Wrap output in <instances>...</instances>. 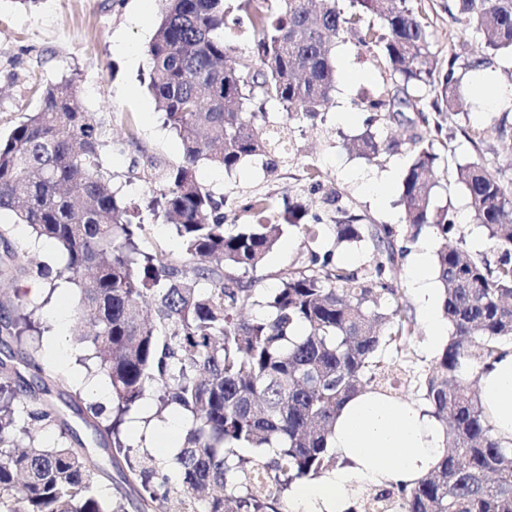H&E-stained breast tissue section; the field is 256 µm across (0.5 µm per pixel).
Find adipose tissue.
Returning a JSON list of instances; mask_svg holds the SVG:
<instances>
[{"label": "adipose tissue", "instance_id": "1", "mask_svg": "<svg viewBox=\"0 0 512 512\" xmlns=\"http://www.w3.org/2000/svg\"><path fill=\"white\" fill-rule=\"evenodd\" d=\"M412 282L427 308L429 340L441 344L444 327L432 299L429 248L420 245L409 264ZM479 400L495 434L512 445V348L489 366L473 368ZM446 437L429 406L377 392L349 398L336 415L329 447L339 462L325 476L293 487L292 512H350L352 483H413L445 452Z\"/></svg>", "mask_w": 512, "mask_h": 512}]
</instances>
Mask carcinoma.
Listing matches in <instances>:
<instances>
[{"instance_id": "cac0c4a2", "label": "carcinoma", "mask_w": 512, "mask_h": 512, "mask_svg": "<svg viewBox=\"0 0 512 512\" xmlns=\"http://www.w3.org/2000/svg\"><path fill=\"white\" fill-rule=\"evenodd\" d=\"M448 16L479 38L465 68L479 71L497 54L512 55V0H448ZM228 17L224 0H165L147 48V88L180 139L182 159L169 164L147 155L132 128L125 140L144 158V177L161 182L146 207L170 223L180 254L160 245L141 249L145 225L112 190L102 161L112 117L85 111L73 80L35 85L38 108L0 138V212L59 249L61 263L37 274L54 288L61 281L77 289V340L94 361L89 374L103 375L112 389L109 413L79 389L68 394L65 407L91 432L88 441L52 399L38 351L21 356L29 380L0 362V395L10 393L0 399V512H114L97 491L99 450L126 466L123 478L141 512H283L293 483L336 467L328 442L344 402L395 388L379 352L400 348L416 332L393 286L399 228L364 224L335 196L337 243L371 240L372 262L349 269L334 252L312 249L263 292L247 274L290 227L317 243L321 217L307 221V210L288 202L281 224L272 219L273 196L259 194L243 207L253 223L228 224L226 196L196 172L201 163L232 171L278 150L291 124L323 118L336 86V39L345 34L391 80L360 106L366 129L353 147L364 155L397 147L371 132L378 112L402 105L426 123L427 106L461 111L457 57L438 67L428 25L408 0H249L246 17ZM231 23L248 26L249 51L238 53L224 39ZM268 103L283 110L282 126L267 128ZM433 141L429 130L412 136L400 198L406 226H429L443 241L435 269L452 333L422 388L446 451L414 485L385 483L364 495L360 512H512V447L495 438L464 375L512 340V182L478 161L457 167L495 259L468 254L454 214L434 207ZM9 232L0 225L3 343L20 339L37 309L10 288L30 268ZM256 309L260 315L244 316ZM147 396L190 418L164 464L137 453L123 431ZM40 428L57 430L62 442L23 443ZM245 448L275 455L253 465Z\"/></svg>"}]
</instances>
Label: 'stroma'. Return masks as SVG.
<instances>
[{"label": "stroma", "mask_w": 512, "mask_h": 512, "mask_svg": "<svg viewBox=\"0 0 512 512\" xmlns=\"http://www.w3.org/2000/svg\"><path fill=\"white\" fill-rule=\"evenodd\" d=\"M428 24L431 50L440 64L452 55L467 59L477 40L460 36L448 17V0H412ZM163 9L162 0H38L26 7L17 0H0V137L11 130L35 107L31 88L34 84L55 83L74 78L86 111L107 113L112 117L109 144L102 154L103 164L113 176V184L124 202L140 203L147 185L132 170L135 154L124 147L127 125H134L141 145L149 154L169 162L179 161L182 146L164 126L156 102L144 79L149 61L145 50L154 35ZM336 90L326 110V120L315 127L303 126L290 133L287 156L269 165L267 157L253 156L238 168L227 172L210 165L197 170L199 180L215 193L226 195L233 205L237 223H250L243 206L248 198L270 193L302 203L308 213L329 216L334 195H341L365 222L402 224L400 187L411 159L410 138L426 132L427 121L443 126L433 149L438 156L436 172L440 180L435 207L448 208L460 224L469 253L487 252L483 228L476 224L463 187L455 180L458 165L478 159L491 171L512 180V57L501 55L480 71L460 69L465 89L466 111L443 115L429 113L420 120L417 113L405 111L380 113L373 129L380 139L397 142L391 152L365 156L352 147L363 130L361 120L340 121L339 113L357 111L361 102L376 95L389 77L380 62L360 50L354 39L338 40L335 50ZM493 80L498 89L495 104L480 95L485 80ZM478 127L483 141L472 145L463 128ZM318 167L322 184L311 187L304 178L307 166ZM377 183L382 193L367 191L366 182ZM438 250L441 241L430 228L415 235L403 234V254L395 263L397 298L416 323L417 334L402 348H384L382 357L400 380L394 397L421 401L419 383L435 365V349L428 343L426 308L412 287L409 261L420 243ZM307 248L301 234L287 230L266 263L254 271L260 287L272 288L280 272L302 261ZM20 295L36 306L33 319L39 334L25 337L23 343L0 344V360H9L21 368L24 349L36 347L51 373L53 393L68 388L91 389L103 384V377H89L83 362L84 352L74 340L75 288L62 284L51 287L49 281L22 276L15 282ZM69 335L68 349L51 357L48 347L57 331Z\"/></svg>", "instance_id": "1"}]
</instances>
